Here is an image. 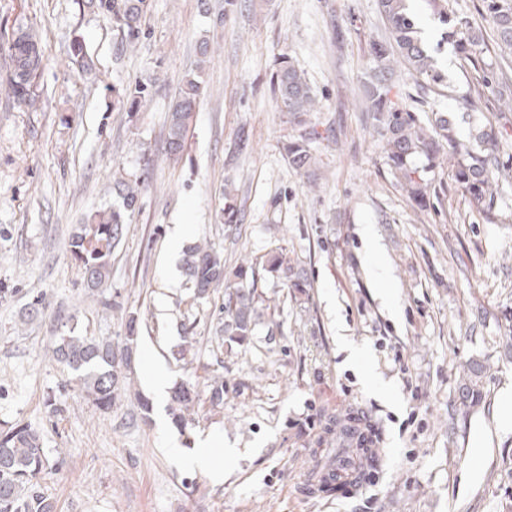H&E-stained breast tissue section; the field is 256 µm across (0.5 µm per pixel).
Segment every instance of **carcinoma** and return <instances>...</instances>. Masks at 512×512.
<instances>
[{
    "mask_svg": "<svg viewBox=\"0 0 512 512\" xmlns=\"http://www.w3.org/2000/svg\"><path fill=\"white\" fill-rule=\"evenodd\" d=\"M150 0H87L93 12L109 19L121 42L132 45L144 35L143 25ZM78 2V5L85 4ZM387 19L392 41H374L370 55L376 65V82L367 87L364 111L374 131L385 142V153L391 172L409 197L421 203L425 199L428 174L434 171L441 155H446L455 185L481 206L486 202L492 170L498 166L497 135L491 127L476 125L473 141H458L448 117L438 114L431 127L417 123L415 116L391 97V78L395 67L402 65L407 75L434 86H447L445 76L433 65L426 47L417 36L415 20L407 11V0H380ZM500 45L512 47V0H484ZM448 37L466 56L473 55L481 38L471 22L464 17L453 18ZM11 60L9 77L0 86L22 107H31L36 95H25L30 73L40 68L43 50L27 28L20 26L7 45ZM202 67L186 74L168 109V152L182 151L185 132L203 95ZM273 87L288 112L289 122L304 123V116L314 111L315 96L304 73L291 61L283 60L273 75ZM146 86L112 89L113 103L128 112H138L145 98ZM292 164L307 170L313 163L308 139L288 144ZM139 202L138 186L126 185L122 204L124 211L105 208L90 214L75 226L69 238V251L82 276L88 296L94 298L106 290L112 273V253L127 229L124 212L135 210ZM187 275L193 301L203 300L224 288L223 313L214 326L217 346L248 344L257 334L263 313L271 307L265 304L258 290L261 280L252 266L242 264L233 272L234 283L224 285L226 272L224 256L213 246L196 245L186 260ZM263 270L286 287L300 293L308 284L287 256L271 254ZM140 326L139 315L125 316L124 334L117 340L104 341L94 336H76L74 330L54 337L49 351L52 358L73 374L75 395L97 409L107 411L115 406L126 387V371L135 359V343ZM224 376L209 372L196 384L175 386L169 407L174 423L187 427L195 410L205 405L216 408L224 405ZM342 427L355 445L356 454L363 455L372 447L373 425L365 416L351 411L338 419H328L324 433L333 434ZM352 465L346 460L338 467L327 469L316 491L332 493L343 488L340 472ZM49 462L40 434L28 425H11L0 431V512H56L53 501L37 489L38 479L48 470Z\"/></svg>",
    "mask_w": 512,
    "mask_h": 512,
    "instance_id": "carcinoma-1",
    "label": "carcinoma"
}]
</instances>
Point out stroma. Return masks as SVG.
Masks as SVG:
<instances>
[{
	"mask_svg": "<svg viewBox=\"0 0 512 512\" xmlns=\"http://www.w3.org/2000/svg\"><path fill=\"white\" fill-rule=\"evenodd\" d=\"M446 4L480 33L486 65L512 68L483 0ZM410 7L448 87L423 89L398 73L392 96L425 124L444 113L462 141L473 111L504 132L489 206L474 207L444 165L423 208L394 179L359 108L374 74L369 43L389 37L379 0H150L133 49L75 0H0V42L23 25L45 48L35 107L0 94V428L41 433L52 468L40 490L57 512H512V414L499 406L512 386V111L500 107L512 82L471 97L472 61L441 45L428 0ZM204 40L214 52L202 64ZM77 41L88 66L73 60ZM283 57L316 96L302 126L273 91ZM198 67L206 95L172 160L168 106ZM138 83L148 96L133 117L114 106L112 89ZM304 136L310 175L287 157ZM122 179L140 180L141 193L112 254L106 296L118 307L106 311L87 299L68 240L89 211L121 205ZM229 202L231 225L221 217ZM178 224L188 243L222 250L229 268L284 250L309 284L294 297L265 277L276 334L218 359L199 350L197 364L222 361L228 394L183 432L159 425L164 404L145 422L127 395L106 412L74 402L70 372L47 351L71 318L77 335L115 339L127 309L141 318L131 389H145L150 356L171 383L185 379L180 325L191 319L211 335L223 296L187 305L183 260L169 249ZM366 224L381 246L373 256L360 238ZM37 295L46 309L24 322ZM340 333L367 350L361 365L345 363ZM50 392L67 407L61 419L48 414ZM352 410L375 429L379 468L361 491L310 493L340 446L321 422ZM217 430L239 451L222 483L169 456L172 438L189 448Z\"/></svg>",
	"mask_w": 512,
	"mask_h": 512,
	"instance_id": "35a3bbf8",
	"label": "stroma"
}]
</instances>
